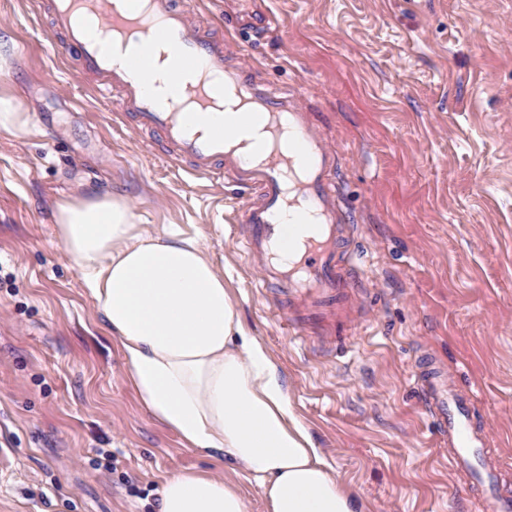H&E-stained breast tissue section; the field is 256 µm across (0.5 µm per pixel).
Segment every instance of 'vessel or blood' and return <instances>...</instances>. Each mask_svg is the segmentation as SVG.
<instances>
[{"mask_svg":"<svg viewBox=\"0 0 512 512\" xmlns=\"http://www.w3.org/2000/svg\"><path fill=\"white\" fill-rule=\"evenodd\" d=\"M55 48L83 73L99 78L101 94L117 93V112L157 132L177 158L189 161L191 175L229 179L246 188L242 212L244 247L263 261L268 284L288 306V319L332 315L334 300L345 299L351 272L341 261L342 216L328 181L336 153L316 133L311 113L287 91L256 82L242 69H226L224 43L190 33L187 13L172 0H43ZM239 13L252 29L273 18L257 0H239ZM167 46L176 71L199 76L191 90L172 80L168 93L149 86V62L156 44ZM262 135L255 159L233 142ZM418 386L434 419L448 462L482 488L488 512H512L496 477L484 462V436L474 421L473 402L460 395L440 371L426 368Z\"/></svg>","mask_w":512,"mask_h":512,"instance_id":"vessel-or-blood-1","label":"vessel or blood"}]
</instances>
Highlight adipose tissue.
Returning <instances> with one entry per match:
<instances>
[{"mask_svg": "<svg viewBox=\"0 0 512 512\" xmlns=\"http://www.w3.org/2000/svg\"><path fill=\"white\" fill-rule=\"evenodd\" d=\"M126 379L152 419L184 447L223 454L258 486L266 512H360L294 414L276 367L245 329L199 239L138 224L121 197H72L55 210ZM158 512H249L222 476H167Z\"/></svg>", "mask_w": 512, "mask_h": 512, "instance_id": "ef3b65f1", "label": "adipose tissue"}]
</instances>
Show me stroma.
<instances>
[{"label":"stroma","mask_w":512,"mask_h":512,"mask_svg":"<svg viewBox=\"0 0 512 512\" xmlns=\"http://www.w3.org/2000/svg\"><path fill=\"white\" fill-rule=\"evenodd\" d=\"M260 42L224 0H189L226 64L296 93L338 157L331 174L358 279L346 315L290 329L245 254L232 182L194 178L158 134L118 118L55 56L37 0H0L13 57L0 91L29 131L0 134V512H155L166 474L223 475L139 405L54 232L63 199L112 194L140 223L199 238L266 346L296 416L362 512H488L448 464L415 383L448 373L512 494V0H268Z\"/></svg>","instance_id":"1"}]
</instances>
